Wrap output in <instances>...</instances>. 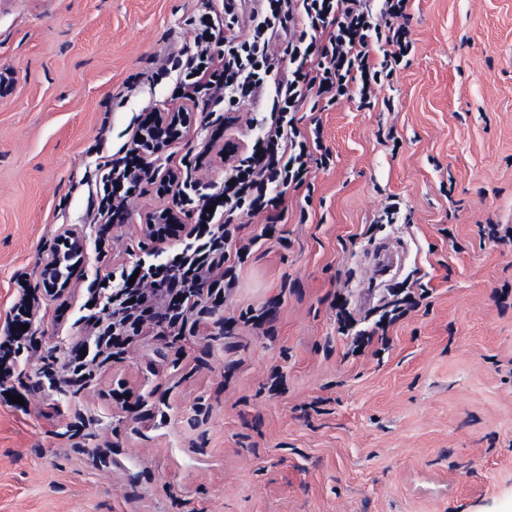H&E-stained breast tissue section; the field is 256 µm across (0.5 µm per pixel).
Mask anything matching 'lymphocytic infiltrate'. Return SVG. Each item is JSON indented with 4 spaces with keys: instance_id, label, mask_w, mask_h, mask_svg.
Returning <instances> with one entry per match:
<instances>
[{
    "instance_id": "lymphocytic-infiltrate-1",
    "label": "lymphocytic infiltrate",
    "mask_w": 512,
    "mask_h": 512,
    "mask_svg": "<svg viewBox=\"0 0 512 512\" xmlns=\"http://www.w3.org/2000/svg\"><path fill=\"white\" fill-rule=\"evenodd\" d=\"M382 16H402L407 0H256L247 25H239L238 0H213L209 10L192 17V46L166 59L178 71L177 97L205 115L224 110L232 123L237 104L265 98L270 119L246 149L224 146V179L209 191L189 173L175 176L173 204L194 217L187 229L152 225L153 243L135 265L115 263L97 273L87 289V314L77 320L79 337L62 368L48 365V386L85 388L104 368L122 360L129 347L151 336L206 335L211 316L239 284L238 271L259 238L272 237L284 217L286 190L309 187L310 161L321 146V129L301 127L300 105L308 96L334 104L359 87L362 104L370 102V84L391 73L410 50L402 28L384 31L396 45L392 57L370 60V2ZM231 36H224V29ZM283 51H273L274 43ZM149 164L137 149L100 155L87 186L86 221L98 225L102 247L120 253L121 238L111 232L129 194L149 179ZM266 215L258 235L239 236L233 214ZM40 299L18 288L0 335V393L18 378L19 358L34 350L28 332Z\"/></svg>"
}]
</instances>
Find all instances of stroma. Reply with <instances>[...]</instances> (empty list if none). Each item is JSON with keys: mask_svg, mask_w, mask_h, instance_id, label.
Wrapping results in <instances>:
<instances>
[{"mask_svg": "<svg viewBox=\"0 0 512 512\" xmlns=\"http://www.w3.org/2000/svg\"><path fill=\"white\" fill-rule=\"evenodd\" d=\"M204 0H0V326L18 282L40 289L64 225L83 260L33 325L40 350L0 404V512H512V0H410L395 23L412 44L392 74L325 109L329 166L239 272L212 339L159 336L82 391L42 382L62 365L72 319L110 263L86 223L96 144H131L142 109L172 106L171 50L190 45ZM232 127L191 112L184 136L153 155L159 172L194 166L220 182ZM158 183L133 192L120 225L132 262L152 247L145 217L170 205ZM394 223H385L389 208ZM402 238L409 259L385 295L423 293L385 340L357 349L379 311L357 294L370 240ZM274 310L273 335L239 324ZM284 386L271 393L272 374ZM124 383L142 399L112 398ZM90 424L66 434L75 414ZM110 447L113 464L86 452Z\"/></svg>", "mask_w": 512, "mask_h": 512, "instance_id": "35a3bbf8", "label": "stroma"}]
</instances>
